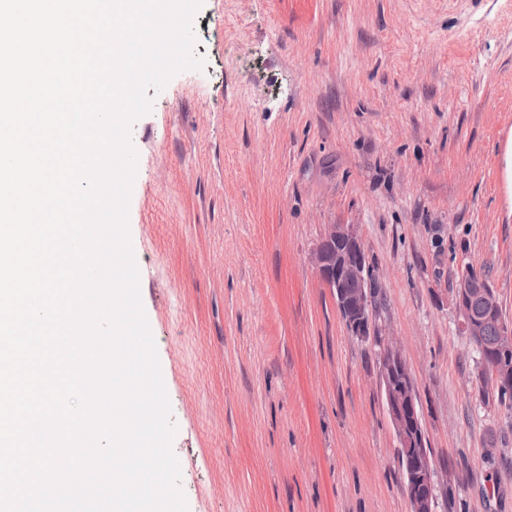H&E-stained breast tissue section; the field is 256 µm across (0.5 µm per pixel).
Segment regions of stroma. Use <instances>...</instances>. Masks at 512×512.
<instances>
[{
  "label": "stroma",
  "instance_id": "35a3bbf8",
  "mask_svg": "<svg viewBox=\"0 0 512 512\" xmlns=\"http://www.w3.org/2000/svg\"><path fill=\"white\" fill-rule=\"evenodd\" d=\"M195 29L128 217L188 512H410L379 336L446 512H512V402L455 304L470 265L512 323V0H203ZM331 224L379 277L365 339L311 262Z\"/></svg>",
  "mask_w": 512,
  "mask_h": 512
}]
</instances>
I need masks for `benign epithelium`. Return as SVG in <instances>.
<instances>
[{
  "instance_id": "obj_1",
  "label": "benign epithelium",
  "mask_w": 512,
  "mask_h": 512,
  "mask_svg": "<svg viewBox=\"0 0 512 512\" xmlns=\"http://www.w3.org/2000/svg\"><path fill=\"white\" fill-rule=\"evenodd\" d=\"M323 241H342L349 247L348 252L336 256L320 245L312 252L311 261L328 288L336 294V304L351 332L364 336L369 332L368 310L375 276L367 264L357 230L352 224H331L325 231ZM351 281L361 285L355 293H348L342 288L344 283ZM481 283L482 278L469 270L460 280L456 308L463 333L477 343L484 323L495 320L511 336L512 325L505 320L493 287L483 289L491 306L485 317L477 318L468 311L464 295ZM484 361L496 387L512 386V362L507 357L486 356ZM380 378L387 412L399 447L405 453L404 492L411 512H441L444 502L440 501L438 494V470L429 461L414 382L402 352L389 340L380 355Z\"/></svg>"
}]
</instances>
